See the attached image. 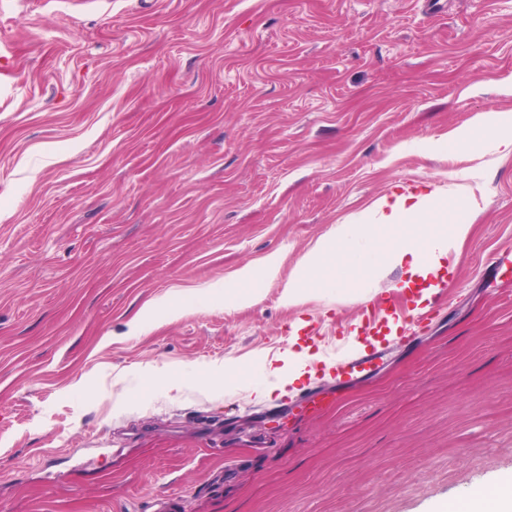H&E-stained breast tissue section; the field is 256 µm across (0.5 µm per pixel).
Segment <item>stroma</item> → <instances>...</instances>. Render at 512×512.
<instances>
[{
    "mask_svg": "<svg viewBox=\"0 0 512 512\" xmlns=\"http://www.w3.org/2000/svg\"><path fill=\"white\" fill-rule=\"evenodd\" d=\"M491 110L512 0H0V512H438L512 480V156L439 146ZM457 183L445 302L366 381L313 377L327 411L264 396L290 327L365 303L211 284ZM257 280L254 268L245 267L238 272L232 285L225 283L211 284L212 291L224 288V298L233 305L251 304L257 297V289L250 287Z\"/></svg>",
    "mask_w": 512,
    "mask_h": 512,
    "instance_id": "1",
    "label": "stroma"
}]
</instances>
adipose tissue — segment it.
I'll return each mask as SVG.
<instances>
[{
	"label": "adipose tissue",
	"instance_id": "obj_1",
	"mask_svg": "<svg viewBox=\"0 0 512 512\" xmlns=\"http://www.w3.org/2000/svg\"><path fill=\"white\" fill-rule=\"evenodd\" d=\"M512 155V114L489 111L471 125L449 135L442 148L456 153L472 145ZM453 208H445L436 192L396 194L384 197L343 224L333 225L297 263L281 294L289 305L305 301L322 288L336 291L337 300L369 296L372 283L386 270L402 268L410 274H427L459 252L468 238L470 215L478 208L473 191L464 185L450 194ZM408 230L406 240L385 241L386 232ZM280 265L269 258L262 270L245 267L224 288V298L234 305L252 303L257 297L256 279L279 276Z\"/></svg>",
	"mask_w": 512,
	"mask_h": 512
}]
</instances>
